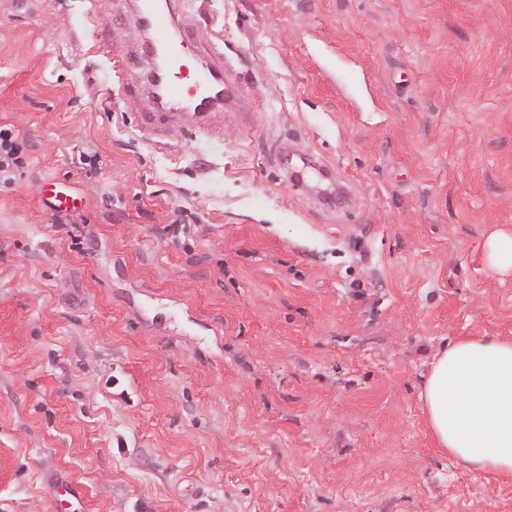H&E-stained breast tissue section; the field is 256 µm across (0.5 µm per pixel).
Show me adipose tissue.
<instances>
[{
    "mask_svg": "<svg viewBox=\"0 0 512 512\" xmlns=\"http://www.w3.org/2000/svg\"><path fill=\"white\" fill-rule=\"evenodd\" d=\"M421 400L437 448L512 476V343L460 340L435 358Z\"/></svg>",
    "mask_w": 512,
    "mask_h": 512,
    "instance_id": "1",
    "label": "adipose tissue"
}]
</instances>
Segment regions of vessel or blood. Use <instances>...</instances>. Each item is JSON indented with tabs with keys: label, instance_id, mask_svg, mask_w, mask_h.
Wrapping results in <instances>:
<instances>
[{
	"label": "vessel or blood",
	"instance_id": "obj_1",
	"mask_svg": "<svg viewBox=\"0 0 512 512\" xmlns=\"http://www.w3.org/2000/svg\"><path fill=\"white\" fill-rule=\"evenodd\" d=\"M184 0H135L140 26L149 33V52L157 53L162 66L148 84L154 99L151 111L141 113V130L148 136L162 134L170 116L192 114L196 128H204L210 113L223 109L230 96L224 53L195 38L181 20Z\"/></svg>",
	"mask_w": 512,
	"mask_h": 512
}]
</instances>
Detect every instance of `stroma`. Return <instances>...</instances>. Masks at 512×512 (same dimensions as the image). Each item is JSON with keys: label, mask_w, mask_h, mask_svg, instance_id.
Returning <instances> with one entry per match:
<instances>
[{"label": "stroma", "mask_w": 512, "mask_h": 512, "mask_svg": "<svg viewBox=\"0 0 512 512\" xmlns=\"http://www.w3.org/2000/svg\"><path fill=\"white\" fill-rule=\"evenodd\" d=\"M187 17L249 109L151 141L147 60L97 52L130 0H0V512H512L420 401L449 342H512V0ZM24 165L15 136L9 128L0 127V177L11 180ZM487 258L493 265L512 268V235L501 234L487 244Z\"/></svg>", "instance_id": "stroma-1"}]
</instances>
